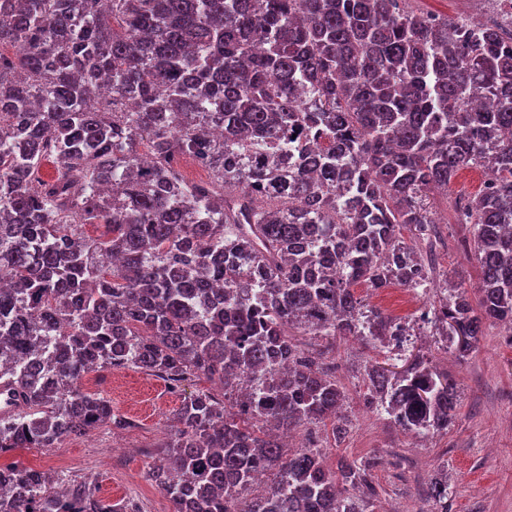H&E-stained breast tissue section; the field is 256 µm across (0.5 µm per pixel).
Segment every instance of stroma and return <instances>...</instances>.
I'll return each instance as SVG.
<instances>
[{
	"label": "stroma",
	"mask_w": 512,
	"mask_h": 512,
	"mask_svg": "<svg viewBox=\"0 0 512 512\" xmlns=\"http://www.w3.org/2000/svg\"><path fill=\"white\" fill-rule=\"evenodd\" d=\"M483 173L480 167L460 170L447 195L428 196L432 213L448 212L453 199L475 195ZM436 231L433 290L424 297L428 303L442 297L446 282L470 289L478 279L472 225L451 221L437 225ZM406 320L414 324L415 334L401 355L381 345L364 347L350 337L333 340L293 330L292 339L303 351L328 349L346 394L342 416L347 431L340 443H333L330 428L320 424L300 428L299 437L315 441L331 468L343 457L377 459L372 473L380 489L375 512H433L425 491L442 474L448 478L449 512H512V334L485 322L478 348L461 358L431 326L416 322L411 314ZM408 353L431 360L457 387L459 406L446 431L410 437L366 402L367 369L402 364ZM82 388L106 396L113 412L132 420V427H102L67 437L54 448H18L0 456V463L87 478L102 499H133L142 512H171L149 471L162 457L184 400L200 392L218 393V386L200 376L173 390L153 373L128 367L91 372Z\"/></svg>",
	"instance_id": "35a3bbf8"
}]
</instances>
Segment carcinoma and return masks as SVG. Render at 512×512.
Returning <instances> with one entry per match:
<instances>
[{
    "label": "carcinoma",
    "instance_id": "carcinoma-1",
    "mask_svg": "<svg viewBox=\"0 0 512 512\" xmlns=\"http://www.w3.org/2000/svg\"><path fill=\"white\" fill-rule=\"evenodd\" d=\"M451 25L412 0H0V43L22 45L0 57V387L13 405L0 456L132 426L78 388L98 368L139 367L172 389L203 375L236 392L234 412L198 393L175 414L150 470L172 512H371L376 462L285 459L271 430L340 419L323 353L288 330L397 335L354 286H430L427 194L473 165L494 182L460 213L478 281L429 304L426 322L462 358L483 322L512 329V35L454 39ZM103 91L120 108L86 110ZM279 138L293 163L268 150ZM186 156L208 181L183 179ZM408 226L425 247L404 240ZM246 370L266 385L239 387ZM366 376V402L401 431L448 429L457 391L430 360ZM429 497L448 512L447 481ZM0 512L140 510L9 464Z\"/></svg>",
    "mask_w": 512,
    "mask_h": 512
}]
</instances>
